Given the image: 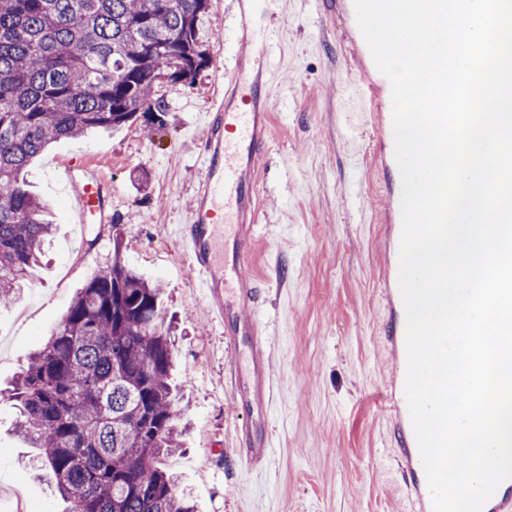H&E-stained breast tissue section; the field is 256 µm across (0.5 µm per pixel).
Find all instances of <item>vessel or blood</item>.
<instances>
[{
    "mask_svg": "<svg viewBox=\"0 0 512 512\" xmlns=\"http://www.w3.org/2000/svg\"><path fill=\"white\" fill-rule=\"evenodd\" d=\"M323 4L325 18L341 28L343 45L361 77L354 97L360 114L380 131L376 160L380 171L389 175L378 247L387 268L380 292L381 337L390 381L378 400L393 426L394 459L412 512H432L404 395L406 319L399 288L402 186L392 151L391 84L377 69L361 34L354 0H323ZM234 6L244 50L224 81L223 98L205 116L203 177L178 235L189 259L191 281L223 324L226 342L237 356L230 371L239 411L234 427L236 462L252 471L265 466L271 454L269 415L276 394L272 349L260 314L262 283L247 269L255 245L258 174L270 139L273 59L279 51L281 19L273 0H234ZM69 177L79 223L103 222L108 184L78 165ZM484 512H512V478L500 484Z\"/></svg>",
    "mask_w": 512,
    "mask_h": 512,
    "instance_id": "1",
    "label": "vessel or blood"
}]
</instances>
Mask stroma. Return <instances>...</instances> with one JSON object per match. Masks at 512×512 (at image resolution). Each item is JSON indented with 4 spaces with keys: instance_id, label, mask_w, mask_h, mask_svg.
I'll return each mask as SVG.
<instances>
[{
    "instance_id": "35a3bbf8",
    "label": "stroma",
    "mask_w": 512,
    "mask_h": 512,
    "mask_svg": "<svg viewBox=\"0 0 512 512\" xmlns=\"http://www.w3.org/2000/svg\"><path fill=\"white\" fill-rule=\"evenodd\" d=\"M276 7L283 53L250 268L268 290L262 315L279 378L269 464L257 473L234 465V354L173 236L203 176L198 117L242 50L232 0H212L211 62L193 83H163L160 119L141 115L53 143L24 173L30 190L53 202L56 231L21 299L0 309V512H12L17 498L27 512H63L48 473L26 466L31 450L16 432L8 387L111 261L117 238L127 264L161 284L175 326L173 410L183 433L170 464L198 512H411L397 469L378 466L394 450L389 421L373 404L390 378L379 333L376 132H345L357 76L335 29L321 23L320 0ZM76 158L111 175V223L77 224L68 176Z\"/></svg>"
}]
</instances>
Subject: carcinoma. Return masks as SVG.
<instances>
[{"label":"carcinoma","instance_id":"cac0c4a2","mask_svg":"<svg viewBox=\"0 0 512 512\" xmlns=\"http://www.w3.org/2000/svg\"><path fill=\"white\" fill-rule=\"evenodd\" d=\"M210 0H0V306L53 234L29 162L90 128L164 111L163 78L210 62ZM163 288L124 262L88 281L13 383L18 434L65 512H197L167 459L179 451Z\"/></svg>","mask_w":512,"mask_h":512}]
</instances>
